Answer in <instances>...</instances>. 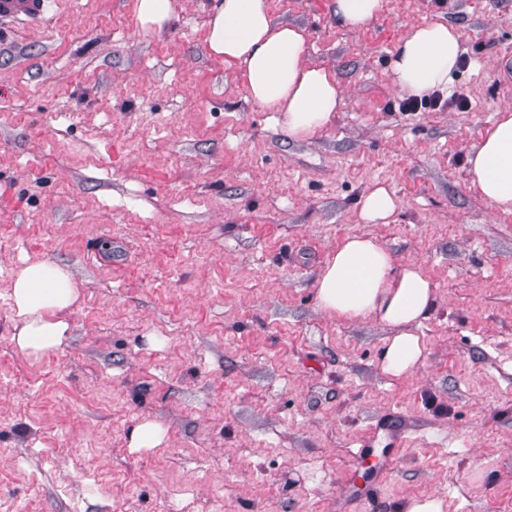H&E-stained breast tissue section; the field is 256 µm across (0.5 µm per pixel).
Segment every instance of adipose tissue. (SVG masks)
<instances>
[{
    "label": "adipose tissue",
    "mask_w": 512,
    "mask_h": 512,
    "mask_svg": "<svg viewBox=\"0 0 512 512\" xmlns=\"http://www.w3.org/2000/svg\"><path fill=\"white\" fill-rule=\"evenodd\" d=\"M385 0H333L337 24L364 29L384 9ZM306 31L276 21L269 0H212L205 44L242 77L255 103L274 112L288 135L303 139L326 128L343 104L334 71L311 64ZM461 55L456 27L442 22L411 25L396 44L392 84L400 95L421 96L447 89ZM471 186L502 212L512 211V107H504L480 144L469 151ZM398 199L371 182L361 195L357 221L391 223ZM318 305L339 319L370 317L393 329L379 358L382 372L405 378L426 361L417 329L436 305L430 277L421 265L396 264L376 239L345 236L326 260L316 281ZM16 318L12 340L26 357L40 358L67 339L69 315L80 290L66 267L42 258L26 259L9 281Z\"/></svg>",
    "instance_id": "ef3b65f1"
}]
</instances>
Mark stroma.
<instances>
[{"label":"stroma","instance_id":"35a3bbf8","mask_svg":"<svg viewBox=\"0 0 512 512\" xmlns=\"http://www.w3.org/2000/svg\"><path fill=\"white\" fill-rule=\"evenodd\" d=\"M210 0L144 34L134 0H56L0 29V512H337L361 442L405 421L394 470L348 512H512V213L468 152L512 103V0H385L360 31L332 0H270L345 99L296 140L210 56ZM461 34L453 104L402 109L412 24ZM399 207L360 224L371 182ZM376 238L431 278L424 367L392 379L389 328L317 304L329 252ZM82 290L54 353L21 355L8 283L26 258ZM163 447L131 451L143 420Z\"/></svg>","mask_w":512,"mask_h":512}]
</instances>
